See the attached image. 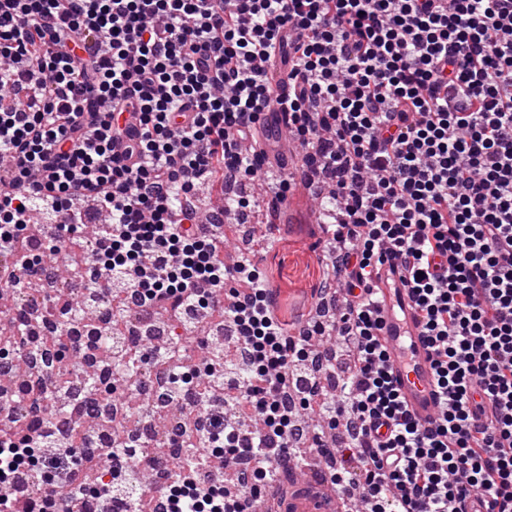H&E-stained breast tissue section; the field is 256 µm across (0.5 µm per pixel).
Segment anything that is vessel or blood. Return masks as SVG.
<instances>
[{"instance_id":"vessel-or-blood-1","label":"vessel or blood","mask_w":512,"mask_h":512,"mask_svg":"<svg viewBox=\"0 0 512 512\" xmlns=\"http://www.w3.org/2000/svg\"><path fill=\"white\" fill-rule=\"evenodd\" d=\"M256 148L269 152L265 133L268 129L283 130L288 126L285 116L260 114ZM406 271L395 258L386 259L376 280V308L380 320V336L385 343L393 375L409 412L421 423L435 420L438 397L434 387L432 361L434 355L420 335V317L404 288ZM338 496L322 483L315 468L298 466L290 476L288 491L282 497L280 512H338Z\"/></svg>"}]
</instances>
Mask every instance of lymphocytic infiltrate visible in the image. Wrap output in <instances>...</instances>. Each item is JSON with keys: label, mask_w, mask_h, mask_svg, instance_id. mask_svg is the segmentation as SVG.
Here are the masks:
<instances>
[{"label": "lymphocytic infiltrate", "mask_w": 512, "mask_h": 512, "mask_svg": "<svg viewBox=\"0 0 512 512\" xmlns=\"http://www.w3.org/2000/svg\"><path fill=\"white\" fill-rule=\"evenodd\" d=\"M280 109L303 170L326 177L335 282L320 292L343 290L331 320L291 331L253 253L226 267L221 218L183 204L221 173L237 183L225 209H252L264 160L246 141ZM40 205L51 250L82 240L103 299L135 291L150 319L223 300L248 353L243 372L168 374L227 391L197 397L206 431L169 436L193 458L162 484L166 512H257L281 467L307 463L294 430L310 412L341 435L328 477L361 512H512V0H0V252L17 258L2 292L47 270L26 246ZM388 254L434 353L428 426L394 385L369 295ZM42 446L0 421V512H62L79 486L73 445L37 457L19 501ZM137 464L107 452L97 512H130Z\"/></svg>", "instance_id": "obj_1"}]
</instances>
